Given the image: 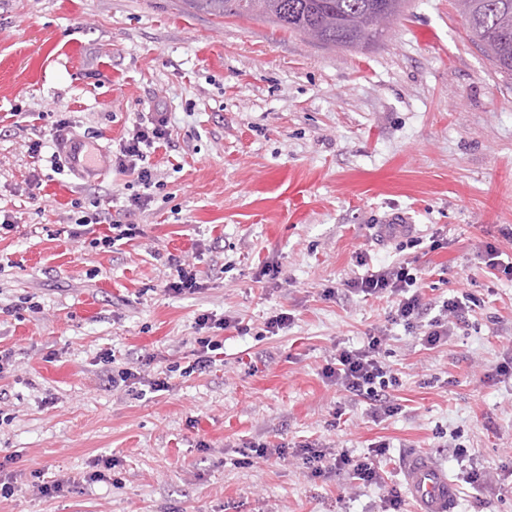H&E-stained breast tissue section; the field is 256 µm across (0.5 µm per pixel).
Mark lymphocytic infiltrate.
Wrapping results in <instances>:
<instances>
[{
	"mask_svg": "<svg viewBox=\"0 0 512 512\" xmlns=\"http://www.w3.org/2000/svg\"><path fill=\"white\" fill-rule=\"evenodd\" d=\"M172 137L170 117L161 108L139 113L131 130L119 142L115 165L121 172L130 174L138 187L136 194L129 198L130 206L141 209L149 204L160 182L157 170L150 161L157 149L168 146ZM107 225L102 235H94L95 225ZM139 233L137 225L125 224L115 219L107 208L85 211L75 220L69 234L78 238L92 235L95 246L112 249L116 242L133 239ZM417 276L407 263H393L369 271L361 277L348 281L351 292L366 297H387L392 302L390 319L392 323L419 336L427 348H435L447 342L452 325L464 322L475 307L474 296H453L442 300L438 312L432 318H425L424 303L416 288ZM386 338L370 335L361 346H337L323 374L336 386L349 394L369 399L370 416L381 421L401 411L390 390L398 386L399 379L386 361L384 350ZM389 452V445L379 441L367 454L356 456L349 450L326 454L315 444L305 443L295 448L312 475L322 476L331 472L345 474L361 488L382 490L383 512H403L404 501L396 488L386 487L382 476L381 462Z\"/></svg>",
	"mask_w": 512,
	"mask_h": 512,
	"instance_id": "f902f5d3",
	"label": "lymphocytic infiltrate"
}]
</instances>
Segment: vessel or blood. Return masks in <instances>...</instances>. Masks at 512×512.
<instances>
[{
	"label": "vessel or blood",
	"instance_id": "1",
	"mask_svg": "<svg viewBox=\"0 0 512 512\" xmlns=\"http://www.w3.org/2000/svg\"><path fill=\"white\" fill-rule=\"evenodd\" d=\"M94 150V143L84 137L67 139L63 145L68 166L81 176L90 171ZM403 468L416 512H452V483L439 465L426 456L413 455L404 460Z\"/></svg>",
	"mask_w": 512,
	"mask_h": 512
}]
</instances>
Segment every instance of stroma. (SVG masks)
Masks as SVG:
<instances>
[{"label":"stroma","mask_w":512,"mask_h":512,"mask_svg":"<svg viewBox=\"0 0 512 512\" xmlns=\"http://www.w3.org/2000/svg\"><path fill=\"white\" fill-rule=\"evenodd\" d=\"M158 102L172 141L151 156L160 189L123 218L139 236L109 252L72 240L73 201L121 209L133 178L54 172L30 139L63 111L112 154ZM0 210L17 224L0 235V461L15 486L0 512H381L379 490L312 477L292 454L239 461L252 442L361 455L378 441L388 485L404 488L403 459L420 454L453 481L454 512H512V383L487 378L512 350V280L484 263L489 242L512 257V79L456 0H408L366 50L185 0H0ZM386 224L409 225L416 246L398 250ZM171 253L194 257L202 292H164ZM401 261L427 304L479 299L447 344L426 348L387 300L347 291ZM24 296L42 312H3ZM204 312L250 330L218 331L214 365L186 375ZM280 312L291 325L262 336ZM379 328L402 410L375 421L322 369ZM104 352L146 380L113 387ZM472 467L493 481L473 490ZM63 477L55 497L36 489Z\"/></svg>","instance_id":"obj_1"}]
</instances>
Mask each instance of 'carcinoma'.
I'll return each mask as SVG.
<instances>
[{
	"instance_id": "1",
	"label": "carcinoma",
	"mask_w": 512,
	"mask_h": 512,
	"mask_svg": "<svg viewBox=\"0 0 512 512\" xmlns=\"http://www.w3.org/2000/svg\"><path fill=\"white\" fill-rule=\"evenodd\" d=\"M210 15L250 17L340 49H369L382 38L366 36L376 15L400 16L407 0H188ZM470 33L489 39L486 55L512 78V0H459Z\"/></svg>"
}]
</instances>
